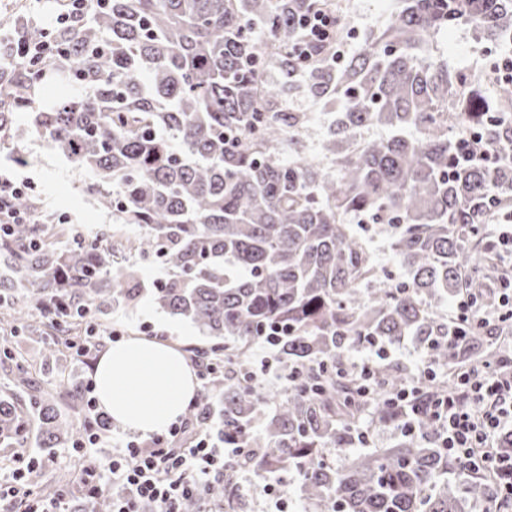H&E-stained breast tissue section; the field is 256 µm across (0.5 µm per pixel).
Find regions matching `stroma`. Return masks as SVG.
Listing matches in <instances>:
<instances>
[{"label":"stroma","instance_id":"stroma-1","mask_svg":"<svg viewBox=\"0 0 512 512\" xmlns=\"http://www.w3.org/2000/svg\"><path fill=\"white\" fill-rule=\"evenodd\" d=\"M343 15L347 36L341 45L343 54L349 55L362 46V37L370 30L392 22L396 14V0H343ZM486 45L477 40L474 32L461 25L448 33L436 35L433 40L434 57L447 61L450 68L464 71H479ZM295 104L307 113L309 123L300 143L301 151L323 165L331 160L321 149L327 136V118L320 103L305 96H297ZM14 126L19 133L22 147L31 155V164L15 165L10 146L0 147V166L14 170L18 178L31 179L36 185V198L44 210L65 217L69 224L84 236H93L101 225L112 222L110 210L94 199L84 196L82 186L88 180L87 172L76 169L62 154L55 151L34 132L30 122L23 117L15 118ZM142 290L134 303L117 307L111 313L96 318L95 323L106 329L119 326L124 337L162 336L165 342L178 345L183 355H190L192 348L208 345L209 340L191 321L178 318L158 308L151 295L157 279L166 278L163 267L136 260ZM98 354L73 363H47L32 369L31 385L18 387L12 381L16 367L14 360L0 358V393L15 395L28 400L35 389L58 384L68 374H75L79 383L91 381Z\"/></svg>","mask_w":512,"mask_h":512}]
</instances>
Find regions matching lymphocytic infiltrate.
<instances>
[{
  "label": "lymphocytic infiltrate",
  "instance_id": "obj_1",
  "mask_svg": "<svg viewBox=\"0 0 512 512\" xmlns=\"http://www.w3.org/2000/svg\"><path fill=\"white\" fill-rule=\"evenodd\" d=\"M26 189L25 182L0 172V234L8 233L12 225L40 218V211H23L15 205ZM499 281L503 291L493 311H481L478 299L463 293L455 300L450 322L512 320V266L504 269ZM80 395L86 410L73 449L80 459L76 481L83 491L85 512H94L95 500L106 493L112 496V512H140L144 505L153 506L155 512H181V503L189 498L200 500V512H211L205 500L207 485L210 479L223 476L237 449L218 446L204 427L193 439H185L188 424L184 421L148 441L113 439L112 422L100 411L91 385L82 386ZM390 405L403 413L402 429L409 434L414 431L412 416L429 414L449 457L463 470L489 478L494 496L487 512H500L502 503L512 498V457L496 451L501 436L512 434L511 363L469 370L427 398L420 397L417 385H410L398 391ZM108 438L113 448L106 457L98 446ZM28 456L26 449H15L13 458L22 467L14 472L15 485L0 488V498L20 497L24 512H69L68 493L51 499L33 497L23 481L26 470L35 467Z\"/></svg>",
  "mask_w": 512,
  "mask_h": 512
}]
</instances>
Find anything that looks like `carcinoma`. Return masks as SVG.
Here are the masks:
<instances>
[{
  "instance_id": "cac0c4a2",
  "label": "carcinoma",
  "mask_w": 512,
  "mask_h": 512,
  "mask_svg": "<svg viewBox=\"0 0 512 512\" xmlns=\"http://www.w3.org/2000/svg\"><path fill=\"white\" fill-rule=\"evenodd\" d=\"M398 5L396 20L341 63L337 23L328 39L301 44V19L336 15L332 0H86L70 28L23 32L55 43L50 69L75 97L44 109L40 67L27 60L0 77V145L17 139L15 113L28 114L91 174L83 192L115 223L143 229L118 239L105 225L89 240L72 227L15 224L0 240L9 287L54 309L33 328L53 336L42 356L80 340L77 309L104 313L137 297L138 271L122 258L155 257L168 271L155 302L213 338L195 349L209 370L187 415L202 421L210 397H224V440L242 449L207 489L219 512H250L242 466L260 478L296 474L314 512H473L492 495L479 474L455 480L428 415L392 448L353 451L340 465L325 455L354 447L368 411L397 425L387 399L407 381L404 368L375 364L366 405L364 381L344 369L351 351L411 337L454 375L497 333L478 329L460 349L448 340L455 325L437 323L430 307L464 288L491 294L489 223L512 206V86L486 92L497 57L484 59L480 78L426 57L434 36L458 25L512 43V0ZM300 92L332 115L323 144L332 168L282 158L283 141L297 145L308 121L284 111ZM374 124L389 135L359 137ZM472 136L495 156L464 160ZM347 215L379 225L402 279L375 263ZM275 325L288 328L276 348L294 374L265 391L246 351ZM29 416L43 448L73 437L54 392L31 396L27 410L0 396L1 448L26 446Z\"/></svg>"
}]
</instances>
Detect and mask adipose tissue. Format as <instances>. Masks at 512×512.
Wrapping results in <instances>:
<instances>
[{"label": "adipose tissue", "mask_w": 512, "mask_h": 512, "mask_svg": "<svg viewBox=\"0 0 512 512\" xmlns=\"http://www.w3.org/2000/svg\"><path fill=\"white\" fill-rule=\"evenodd\" d=\"M99 407L125 430L150 436L184 412L197 377L175 346L133 336L111 346L93 373Z\"/></svg>", "instance_id": "ef3b65f1"}]
</instances>
